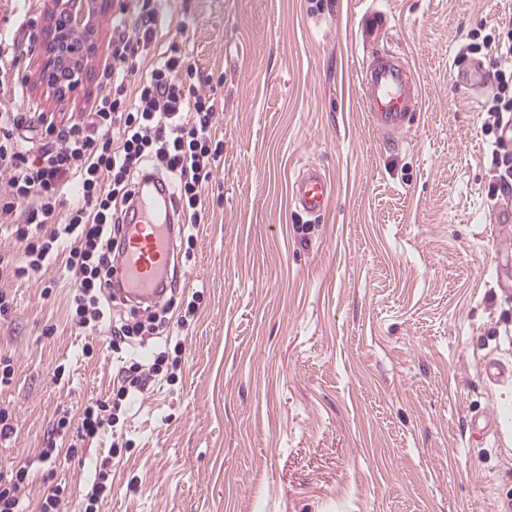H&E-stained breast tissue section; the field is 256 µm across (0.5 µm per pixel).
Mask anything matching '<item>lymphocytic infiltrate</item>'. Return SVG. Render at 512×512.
Masks as SVG:
<instances>
[{
  "mask_svg": "<svg viewBox=\"0 0 512 512\" xmlns=\"http://www.w3.org/2000/svg\"><path fill=\"white\" fill-rule=\"evenodd\" d=\"M159 30L158 0H125L113 18L112 61L102 73V94L82 118L49 122L23 109L0 110V221L13 224L12 234L39 271L65 241H72L66 267L75 276L71 308L80 326L105 327L113 347L141 335V322L109 323L106 302L112 301V276L121 254L117 248L126 210L133 203L135 179L171 177L177 188V222L204 219L202 189L213 177L220 148L214 147L217 98L186 49L184 28L141 80L135 62L155 42ZM493 46L500 67L486 103V129L498 146L492 161L503 185L512 184V154L504 129L512 123V27L467 52ZM137 81L135 99H128L130 81ZM78 184L81 203L61 210V196ZM107 402L85 406L80 424L60 417L58 430L75 429L78 441L95 438L111 426Z\"/></svg>",
  "mask_w": 512,
  "mask_h": 512,
  "instance_id": "lymphocytic-infiltrate-1",
  "label": "lymphocytic infiltrate"
}]
</instances>
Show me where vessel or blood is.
Wrapping results in <instances>:
<instances>
[{
    "mask_svg": "<svg viewBox=\"0 0 512 512\" xmlns=\"http://www.w3.org/2000/svg\"><path fill=\"white\" fill-rule=\"evenodd\" d=\"M386 23L384 12H367L361 22L363 42H377ZM363 84L371 124L385 140L396 141L421 100L419 86L397 57L381 51L375 52L364 66ZM175 197V189L169 186L159 192L146 182L136 185V209L127 219L125 247L113 277L114 287L121 295L151 303L164 299L163 286L172 259L175 226L171 203ZM292 198L304 213L320 217L329 199L327 183L315 168H305L292 185Z\"/></svg>",
    "mask_w": 512,
    "mask_h": 512,
    "instance_id": "b4317fda",
    "label": "vessel or blood"
}]
</instances>
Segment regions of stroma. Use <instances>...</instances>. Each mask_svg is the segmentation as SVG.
<instances>
[{
  "label": "stroma",
  "instance_id": "obj_1",
  "mask_svg": "<svg viewBox=\"0 0 512 512\" xmlns=\"http://www.w3.org/2000/svg\"><path fill=\"white\" fill-rule=\"evenodd\" d=\"M11 16L17 93L58 120L89 111L112 54V0L86 84L59 100L35 46L47 0ZM383 10L380 46L408 63L423 97L397 145L364 105L359 23ZM147 70L169 24L223 107V152L204 191L208 221L187 228L163 331L113 350L76 325L68 246L38 272L0 277V385L12 432L0 465L24 467L23 512L55 487L83 512L97 466L112 476L98 512H512V223L498 221V169L484 129L490 87L456 82L494 50L461 56L512 20V0H162ZM318 166L327 211L298 213L290 186ZM197 311L177 319L188 302ZM111 429L68 448L59 417L115 398L124 361L154 365Z\"/></svg>",
  "mask_w": 512,
  "mask_h": 512
}]
</instances>
